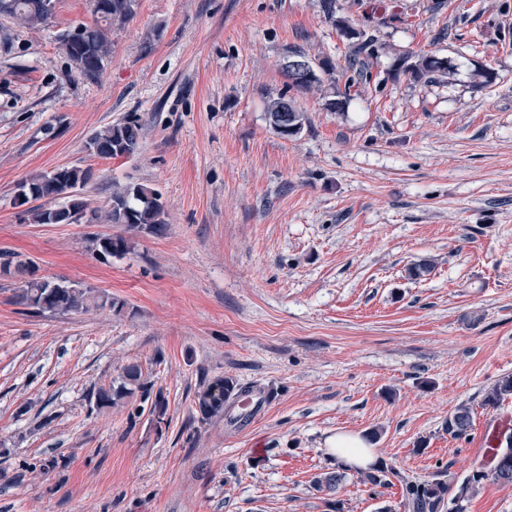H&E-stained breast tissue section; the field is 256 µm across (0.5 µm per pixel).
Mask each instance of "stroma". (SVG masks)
Listing matches in <instances>:
<instances>
[{
  "label": "stroma",
  "mask_w": 512,
  "mask_h": 512,
  "mask_svg": "<svg viewBox=\"0 0 512 512\" xmlns=\"http://www.w3.org/2000/svg\"><path fill=\"white\" fill-rule=\"evenodd\" d=\"M341 19L378 38L351 92ZM93 21L90 0H58L39 28L0 17V253L124 304L39 315L0 275V512H400L399 486L352 470L314 489L339 433L459 486L482 458L450 414L512 411L482 405L512 375V0H336L331 18L320 0H138L90 81L57 36ZM296 47L332 72L297 94L306 126L285 139L266 112ZM423 54L447 75L395 76ZM130 116L133 155L87 151ZM59 166L95 171L100 210L115 187L155 191L166 236L34 223L17 186ZM108 235L128 251L101 257ZM132 362L163 414L95 409ZM218 377L270 405L200 421ZM448 434L454 439H467L474 429V411L467 404L459 405L446 422Z\"/></svg>",
  "instance_id": "obj_1"
}]
</instances>
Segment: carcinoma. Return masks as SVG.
<instances>
[{
  "instance_id": "obj_1",
  "label": "carcinoma",
  "mask_w": 512,
  "mask_h": 512,
  "mask_svg": "<svg viewBox=\"0 0 512 512\" xmlns=\"http://www.w3.org/2000/svg\"><path fill=\"white\" fill-rule=\"evenodd\" d=\"M137 0H92V11L97 16L92 26H79L57 36L60 50L73 62L80 75L87 79H97L102 74L105 63L112 54V41L109 31L114 23H122L135 14ZM0 16L9 18L26 27L44 26L54 16L44 6V0H0ZM356 40L349 55V64L360 63V56L369 55L375 50L377 36L366 30H357L352 35ZM291 55L312 63L314 76L300 82L293 76L287 65L282 71L288 80V89L300 92L310 91L322 83L321 74L330 72L325 61L309 57L298 49ZM398 71L414 78H426L430 81L448 71V61L436 55H423L417 60L407 58L401 61ZM267 120L271 129L279 136L292 138L298 136L306 123L295 97L284 92L273 99L268 107ZM141 126L135 118L110 125L95 132L89 139V150L100 157L112 158L126 151L134 154L138 150ZM90 183L89 169L81 167H60L50 173H40L19 183V186L31 190L35 199L61 200V203L34 210L33 219L37 224H77L89 210L90 202L85 188ZM110 224H122L129 230L146 231L154 236H164L168 224L164 219V207L159 198L149 189L135 185L112 193V200L106 214ZM96 250L103 256H120L128 250L127 240L122 237H104L96 240ZM19 303L34 310L35 313H67L87 309L109 307L117 312L124 304L109 295L92 288H80L64 281L53 282L43 277L28 281L17 295ZM222 381L203 383L195 399L196 413L208 420L224 412V402L206 405L216 385ZM226 385L225 402L234 396L237 385L231 380ZM142 393L143 399L149 398L147 384L142 380L141 367L137 363L125 365L119 380L107 388H100L91 396L98 409L131 398ZM512 396V376L499 378L486 392L483 406L497 408ZM448 434L454 439H466L474 429V411L467 404L459 405L448 416L446 422ZM345 479V472L336 471L320 475L314 481L320 492L329 495L336 493ZM359 481L364 485L391 486L398 483L402 489L400 507L403 512H441L445 497L450 491L442 482L413 481L405 472L393 465L381 463L367 472L359 473ZM490 481L501 486L512 485V455L506 459L494 456L490 465H480L471 470L461 483L464 497H469L485 482Z\"/></svg>"
}]
</instances>
